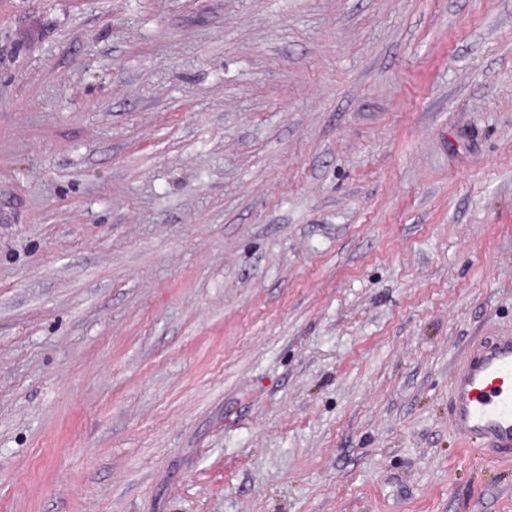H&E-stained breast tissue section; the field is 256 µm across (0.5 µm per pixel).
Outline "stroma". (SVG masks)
Instances as JSON below:
<instances>
[{
    "label": "stroma",
    "mask_w": 512,
    "mask_h": 512,
    "mask_svg": "<svg viewBox=\"0 0 512 512\" xmlns=\"http://www.w3.org/2000/svg\"><path fill=\"white\" fill-rule=\"evenodd\" d=\"M507 336L512 0H0V512H512ZM453 393V424L461 439L475 452L512 457V337L480 344L454 376Z\"/></svg>",
    "instance_id": "stroma-1"
}]
</instances>
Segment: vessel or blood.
Returning a JSON list of instances; mask_svg holds the SVG:
<instances>
[{"label": "vessel or blood", "instance_id": "b4317fda", "mask_svg": "<svg viewBox=\"0 0 512 512\" xmlns=\"http://www.w3.org/2000/svg\"><path fill=\"white\" fill-rule=\"evenodd\" d=\"M453 424L475 452L512 457V337L480 344L453 379Z\"/></svg>", "mask_w": 512, "mask_h": 512}]
</instances>
